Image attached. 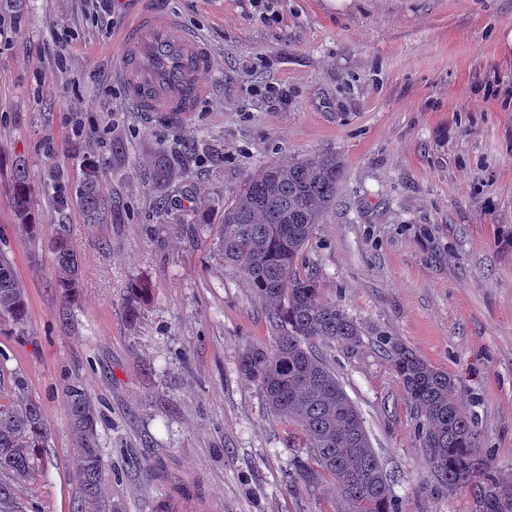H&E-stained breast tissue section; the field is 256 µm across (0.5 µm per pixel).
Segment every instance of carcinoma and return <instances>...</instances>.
Returning a JSON list of instances; mask_svg holds the SVG:
<instances>
[{
  "label": "carcinoma",
  "mask_w": 512,
  "mask_h": 512,
  "mask_svg": "<svg viewBox=\"0 0 512 512\" xmlns=\"http://www.w3.org/2000/svg\"><path fill=\"white\" fill-rule=\"evenodd\" d=\"M12 205L20 228L37 229L32 186L25 160L14 162ZM343 165L333 155L298 156L286 165L269 164L248 176L235 199L224 206V263L236 267L280 327L271 352L256 348L241 359V370L258 381L267 404L291 424L290 438L305 449L299 476L309 485L333 479L340 493L337 512H400L387 473L371 443L363 417L336 375L311 350L316 340L355 350L364 332L340 305L321 295L314 274L302 271L306 246L335 203ZM75 195L91 224L114 219L112 199L99 189V171L84 166ZM64 300L76 296L79 262L64 228L52 242ZM25 291L10 260L0 255V330L27 320ZM388 356L405 399L423 418L419 445L448 493L475 487V512H512V477L493 466L481 432L458 400L448 372L418 357L403 344L388 342ZM16 399L0 403V512H18L17 487L39 468L40 449L49 434L42 407L15 378ZM73 458L80 479L77 512H104L105 479L97 433L98 413L86 388L68 390Z\"/></svg>",
  "instance_id": "1"
}]
</instances>
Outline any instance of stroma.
<instances>
[{"mask_svg":"<svg viewBox=\"0 0 512 512\" xmlns=\"http://www.w3.org/2000/svg\"><path fill=\"white\" fill-rule=\"evenodd\" d=\"M211 47L214 89L184 124L137 112L116 76L138 0H27L0 19V254L28 320L0 332V401L15 377L49 426L24 512H74L67 389L100 411L106 512H333L330 477L298 476L305 451L239 368L279 330L225 265L224 203L260 166L294 155L343 164L336 202L304 252L322 296L363 329L348 352L315 351L360 410L402 512H475L447 493L417 438L381 343L392 338L459 386L494 466L512 472V0H163ZM95 128L96 138L80 136ZM164 152L172 181L156 187ZM28 164L37 237L12 207ZM118 221L86 223L74 201L86 162ZM70 202L56 209L54 187ZM211 201L209 223L189 198ZM65 225L80 288L63 300L51 244Z\"/></svg>","mask_w":512,"mask_h":512,"instance_id":"obj_1","label":"stroma"}]
</instances>
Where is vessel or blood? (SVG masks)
Here are the masks:
<instances>
[{
    "label": "vessel or blood",
    "instance_id": "b4317fda",
    "mask_svg": "<svg viewBox=\"0 0 512 512\" xmlns=\"http://www.w3.org/2000/svg\"><path fill=\"white\" fill-rule=\"evenodd\" d=\"M124 46L119 77L131 104L180 123L196 112L212 92L199 75L211 65L202 38L155 0H143L122 30Z\"/></svg>",
    "mask_w": 512,
    "mask_h": 512
}]
</instances>
